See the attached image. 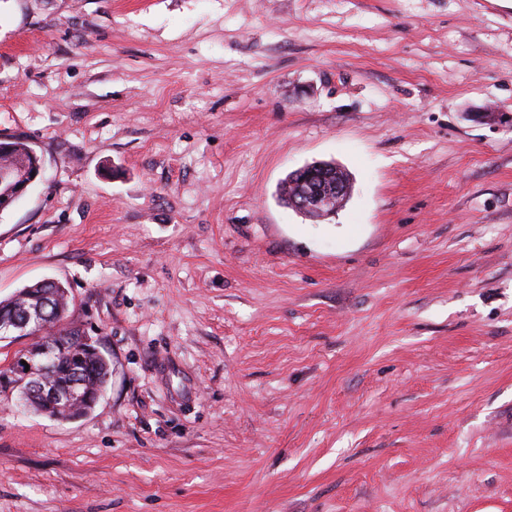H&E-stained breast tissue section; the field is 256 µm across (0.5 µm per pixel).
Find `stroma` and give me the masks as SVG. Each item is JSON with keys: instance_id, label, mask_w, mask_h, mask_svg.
Instances as JSON below:
<instances>
[{"instance_id": "stroma-1", "label": "stroma", "mask_w": 512, "mask_h": 512, "mask_svg": "<svg viewBox=\"0 0 512 512\" xmlns=\"http://www.w3.org/2000/svg\"><path fill=\"white\" fill-rule=\"evenodd\" d=\"M512 0H0V299L74 296L85 416L0 399V512H512ZM328 161L335 216L279 183ZM6 140H12L10 138H0V142L4 141L2 143H5L6 145L11 147V150L9 152H6L4 154L0 153V165L8 164V168L10 169V172L13 176V184L19 185L16 188H13V194H7L6 188H0V195L4 196V202L6 203L9 199H12V196L14 198L21 197L27 189V186L35 181L37 177L40 175L42 170V161L36 162L35 165V171L33 174V162L28 152V146L29 143L13 139V141H6ZM29 183L23 184L30 180Z\"/></svg>"}]
</instances>
